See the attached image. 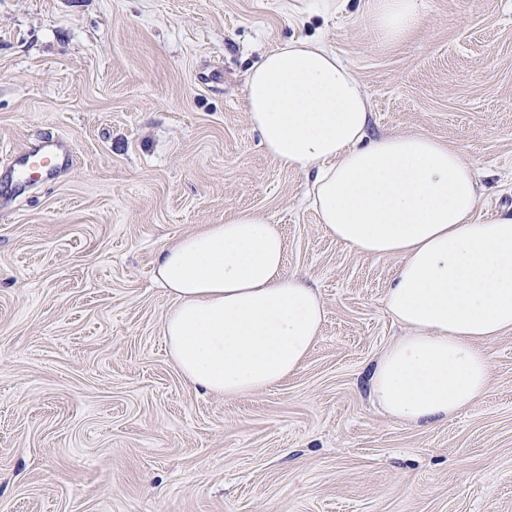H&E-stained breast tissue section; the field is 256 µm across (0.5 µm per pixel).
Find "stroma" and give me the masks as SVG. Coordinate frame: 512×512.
<instances>
[{
    "mask_svg": "<svg viewBox=\"0 0 512 512\" xmlns=\"http://www.w3.org/2000/svg\"><path fill=\"white\" fill-rule=\"evenodd\" d=\"M284 3L0 0V512H512V333L447 421L374 405L370 368L404 333L383 305L396 261L325 233L244 107L262 54L323 40L371 136L448 144L488 218L512 207V0H423L397 40L373 0L301 23ZM54 137L72 166L16 193L10 152ZM242 211L279 225L326 320L294 376L230 399L170 360L153 269Z\"/></svg>",
    "mask_w": 512,
    "mask_h": 512,
    "instance_id": "1",
    "label": "stroma"
}]
</instances>
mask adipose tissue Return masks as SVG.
Here are the masks:
<instances>
[{"instance_id": "adipose-tissue-1", "label": "adipose tissue", "mask_w": 512, "mask_h": 512, "mask_svg": "<svg viewBox=\"0 0 512 512\" xmlns=\"http://www.w3.org/2000/svg\"><path fill=\"white\" fill-rule=\"evenodd\" d=\"M390 39L419 24L422 0H374ZM245 107L265 151L310 176L326 233L398 264L385 296L407 330L375 360L373 401L407 424H434L486 390L485 344L512 332V212L481 220L474 167L433 137L368 136V98L350 67L317 39L263 54L247 74ZM266 217L242 212L166 242L156 278L173 305L163 323L171 359L194 388L227 397L295 374L321 334L320 295L285 268Z\"/></svg>"}]
</instances>
